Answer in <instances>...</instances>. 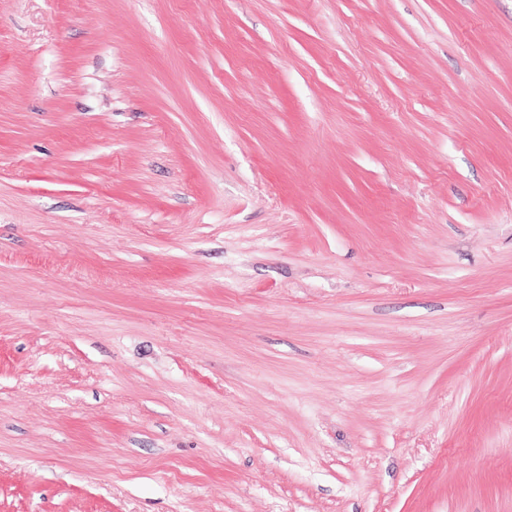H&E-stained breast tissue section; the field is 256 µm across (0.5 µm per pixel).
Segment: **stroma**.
Returning <instances> with one entry per match:
<instances>
[{"mask_svg": "<svg viewBox=\"0 0 512 512\" xmlns=\"http://www.w3.org/2000/svg\"><path fill=\"white\" fill-rule=\"evenodd\" d=\"M0 512H512V0H0Z\"/></svg>", "mask_w": 512, "mask_h": 512, "instance_id": "1", "label": "stroma"}]
</instances>
